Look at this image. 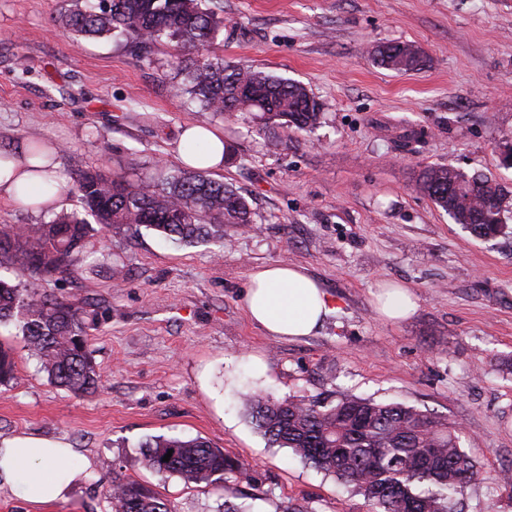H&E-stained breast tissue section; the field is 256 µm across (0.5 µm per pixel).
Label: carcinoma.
I'll return each instance as SVG.
<instances>
[{"label":"carcinoma","instance_id":"1","mask_svg":"<svg viewBox=\"0 0 512 512\" xmlns=\"http://www.w3.org/2000/svg\"><path fill=\"white\" fill-rule=\"evenodd\" d=\"M223 28L224 19L204 0H99L72 10L64 25L77 35L117 34L141 46L167 41L175 50L172 65L183 75L174 95L204 111L227 117L249 113L265 124L278 121L287 132L319 126L322 105L304 84L208 55ZM373 59L395 72L426 65L423 53L405 42L378 46ZM416 188L477 237H495L508 227L512 189L482 171L425 165ZM72 192L94 222L73 211L40 224H0V267H13L15 277L0 278V323H16L51 383L90 395L98 390L103 369L84 334L88 311L41 291V282L69 270L84 240L97 233L145 226L193 243L224 237L226 224L253 223V212L233 186L207 171L179 167L144 180L88 170L79 174ZM16 381L11 349L0 345V388L8 390ZM243 407L271 445L289 448L302 462L335 476L371 502L374 512H457L456 495L478 476L457 428L414 407L348 394L334 403L255 394L244 398ZM144 447L148 469L186 484L220 482L228 496L224 512H242L229 498L254 478L224 449L200 437L161 436ZM109 497L112 512H170L158 493L136 481L116 485Z\"/></svg>","mask_w":512,"mask_h":512}]
</instances>
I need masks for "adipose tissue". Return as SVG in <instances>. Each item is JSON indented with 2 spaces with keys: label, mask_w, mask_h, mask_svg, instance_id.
<instances>
[{
  "label": "adipose tissue",
  "mask_w": 512,
  "mask_h": 512,
  "mask_svg": "<svg viewBox=\"0 0 512 512\" xmlns=\"http://www.w3.org/2000/svg\"><path fill=\"white\" fill-rule=\"evenodd\" d=\"M56 146L42 157L20 150L0 158V196L48 209L61 206L53 158ZM185 166L212 171L224 163V136L200 125L187 126L177 150ZM250 318L274 336H308L331 312L326 292L302 268L269 264L250 275L246 294ZM76 449L62 441L36 436L0 441V487L34 505L68 500L72 488L91 474L92 463L74 464Z\"/></svg>",
  "instance_id": "1"
}]
</instances>
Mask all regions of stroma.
<instances>
[{
  "label": "stroma",
  "instance_id": "stroma-1",
  "mask_svg": "<svg viewBox=\"0 0 512 512\" xmlns=\"http://www.w3.org/2000/svg\"><path fill=\"white\" fill-rule=\"evenodd\" d=\"M75 0H0V149L60 147L59 173L151 176L172 165L182 129H219L232 147L215 179L238 188L255 222L224 227L223 243L186 245L155 230L94 236L88 256L44 282L53 296L97 306L89 348L99 391L50 384L12 323L18 383L0 390V440L58 439L95 476L68 501L32 509L0 491V512H112L119 482L158 492L172 512H224L219 485H185L147 469L143 441L201 437L248 467L235 503L275 512H372L363 495L270 447L241 395L343 394L397 402L448 419L480 475L459 512H512V234L481 239L414 188L420 166L481 170L512 185L499 146L512 141V0H219L211 54L299 81L323 105L320 126L286 139L275 125L228 120L174 96L172 47L148 57L123 42L66 34ZM426 56L418 71L378 66L377 44ZM303 267L333 311L312 335L267 334L248 316L251 272ZM417 298L392 322L379 282Z\"/></svg>",
  "mask_w": 512,
  "mask_h": 512
}]
</instances>
